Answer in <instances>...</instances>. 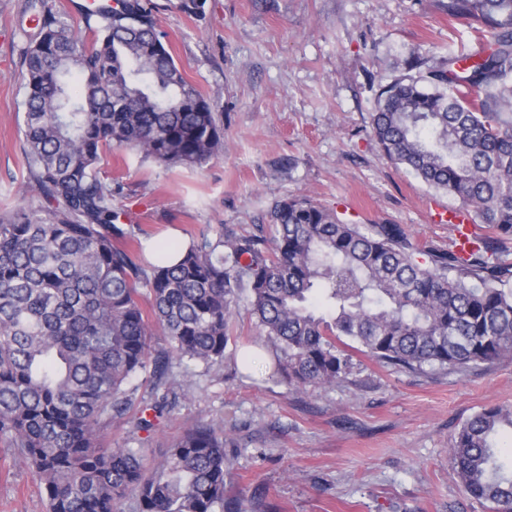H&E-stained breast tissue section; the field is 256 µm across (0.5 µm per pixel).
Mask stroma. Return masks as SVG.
<instances>
[{
	"label": "stroma",
	"instance_id": "stroma-1",
	"mask_svg": "<svg viewBox=\"0 0 512 512\" xmlns=\"http://www.w3.org/2000/svg\"><path fill=\"white\" fill-rule=\"evenodd\" d=\"M70 0H0V214L43 209L27 184L22 58L38 35L31 4L80 27ZM185 77L224 126V152L200 167H165L123 149L104 155L115 205L150 238L238 234L268 225L274 201L307 197L353 224H399L416 241L453 247L436 214L455 197L394 166L370 135L378 81L448 55L478 56L489 35L449 19L436 0H206L201 16L154 0ZM235 332L250 367L183 362L185 385L152 428L141 374L106 446L143 448L151 463L198 423L224 432V496L234 512H489L454 474L448 450L460 426L490 405L512 406V359L468 373L401 371L356 355L347 380L295 388L274 372L276 351L247 308ZM0 512H48L42 485L0 445Z\"/></svg>",
	"mask_w": 512,
	"mask_h": 512
}]
</instances>
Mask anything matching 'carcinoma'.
I'll use <instances>...</instances> for the list:
<instances>
[{"mask_svg": "<svg viewBox=\"0 0 512 512\" xmlns=\"http://www.w3.org/2000/svg\"><path fill=\"white\" fill-rule=\"evenodd\" d=\"M85 16L89 37L46 13L24 52V155L54 216L0 217V440L44 487L48 512H224V433L197 424L157 465L143 448H105L151 372L163 400L174 365L235 356L243 299L290 385L332 386L360 353L380 364L464 374L512 358V0H440L448 18L492 35L483 56L378 84L371 134L395 165L456 197L494 235L455 253L399 224H348L310 198L275 202L271 236L219 232L173 244L144 268L100 169L104 151L201 166L224 126L178 67L153 0H113ZM168 348L151 351L153 327ZM512 408L493 405L449 449L466 492L512 512V468L495 446Z\"/></svg>", "mask_w": 512, "mask_h": 512, "instance_id": "obj_1", "label": "carcinoma"}]
</instances>
